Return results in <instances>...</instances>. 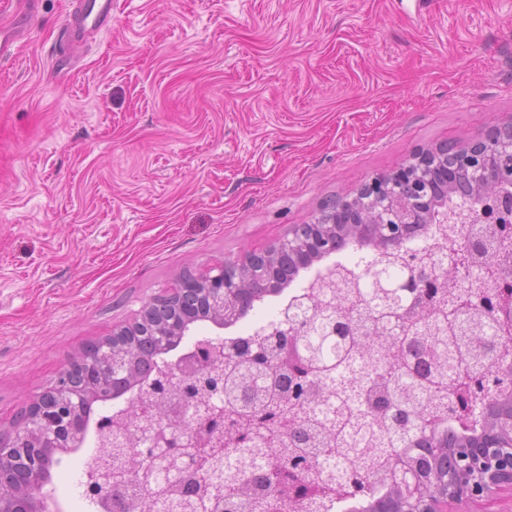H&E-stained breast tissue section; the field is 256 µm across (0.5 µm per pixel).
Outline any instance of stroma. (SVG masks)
I'll use <instances>...</instances> for the list:
<instances>
[{"mask_svg": "<svg viewBox=\"0 0 512 512\" xmlns=\"http://www.w3.org/2000/svg\"><path fill=\"white\" fill-rule=\"evenodd\" d=\"M69 9L40 0L0 60V431L182 276L512 121V0H113L73 52ZM282 302L194 324L167 361ZM95 438L56 452L58 512H97Z\"/></svg>", "mask_w": 512, "mask_h": 512, "instance_id": "35a3bbf8", "label": "stroma"}]
</instances>
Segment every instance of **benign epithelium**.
<instances>
[{"instance_id": "benign-epithelium-1", "label": "benign epithelium", "mask_w": 512, "mask_h": 512, "mask_svg": "<svg viewBox=\"0 0 512 512\" xmlns=\"http://www.w3.org/2000/svg\"><path fill=\"white\" fill-rule=\"evenodd\" d=\"M458 163L471 168L474 189L498 194L503 199L500 205L480 211L477 223L491 225L501 238H511L512 203L506 202L503 188L512 185V126L498 132L492 130L484 139L468 146L444 144L434 150H424L412 161L372 178L352 196L324 205L322 213L330 216L329 223L315 220L298 224L288 231V236L269 248L250 250L240 260L221 263L198 276L181 279L172 295L178 298L180 306L196 305L202 300L215 315L218 326L233 324L242 312L246 282L270 290L284 284V276H275L273 262L280 254L314 263L335 250L336 233L341 230L355 242L371 236L379 242H396L416 221L419 207L426 205L430 223H448V210L440 209L426 198L425 171L429 166H437L450 174ZM448 270L459 282L473 283L489 275V271L475 267L466 256L448 264ZM149 308L154 309L155 322L148 335L157 346L165 349L171 342L186 336L187 329L170 315L165 304L154 301L144 306L137 322L114 333L112 341L104 340L90 352L74 356L59 374L56 385L31 404V412L20 424L14 425L10 434H0V512H50L43 493L41 467L46 449L78 448L83 444L88 430L84 402L92 396L111 392L112 382L128 375L133 356L120 343V338L149 322ZM494 311L502 323L512 327L509 294L499 299ZM214 356L215 351L195 346L178 360L179 369L198 386L199 394L190 407L203 412V430L211 438L210 447H198L195 432L177 429L160 436L151 427L142 429V438L157 442L152 463H139L123 474L134 478L148 495L157 494L159 478L171 483L181 478V473L170 466L169 441H174L181 457L194 469L224 448V382L211 383L215 377ZM495 376L498 387L508 391V396L501 399V405L495 408V416L480 438L455 445L448 467L447 494L423 501L418 473L411 459L401 456L398 466L389 475V483L403 490L407 503L404 512H448V505L452 503L490 499L505 490L512 492V362L498 363ZM489 406L484 400L472 402L459 409L457 419L480 418ZM140 413L153 424L160 419L168 424L183 418L182 410L170 407L159 411L152 405H145ZM103 474L113 476L110 453L103 472L87 476L85 494L97 504L101 503L98 489Z\"/></svg>"}]
</instances>
